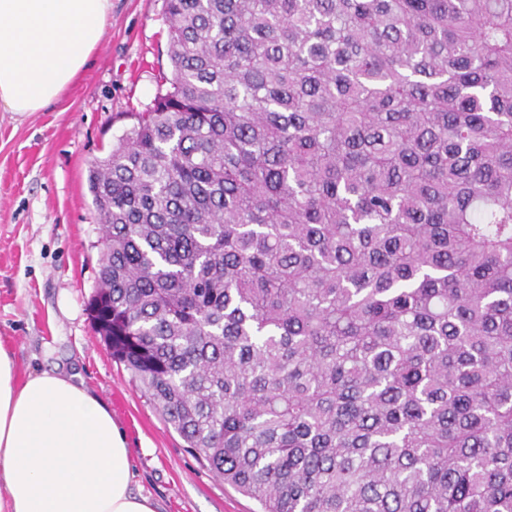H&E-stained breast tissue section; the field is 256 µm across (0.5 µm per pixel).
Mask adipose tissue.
Masks as SVG:
<instances>
[{"instance_id":"1","label":"adipose tissue","mask_w":512,"mask_h":512,"mask_svg":"<svg viewBox=\"0 0 512 512\" xmlns=\"http://www.w3.org/2000/svg\"><path fill=\"white\" fill-rule=\"evenodd\" d=\"M112 0H0V111L60 97L103 41ZM124 432L75 376L18 380L0 345V512H155Z\"/></svg>"}]
</instances>
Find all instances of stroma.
Here are the masks:
<instances>
[{
  "mask_svg": "<svg viewBox=\"0 0 512 512\" xmlns=\"http://www.w3.org/2000/svg\"><path fill=\"white\" fill-rule=\"evenodd\" d=\"M164 0H112L107 34L59 100L0 112V344L19 377L79 374L111 408L156 512H260L200 464L116 362L89 301L104 249L88 169L167 89Z\"/></svg>",
  "mask_w": 512,
  "mask_h": 512,
  "instance_id": "1",
  "label": "stroma"
}]
</instances>
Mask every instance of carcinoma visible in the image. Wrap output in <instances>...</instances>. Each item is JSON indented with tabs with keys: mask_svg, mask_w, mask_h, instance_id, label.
<instances>
[{
	"mask_svg": "<svg viewBox=\"0 0 512 512\" xmlns=\"http://www.w3.org/2000/svg\"><path fill=\"white\" fill-rule=\"evenodd\" d=\"M89 303L263 512H512V0H165Z\"/></svg>",
	"mask_w": 512,
	"mask_h": 512,
	"instance_id": "carcinoma-1",
	"label": "carcinoma"
}]
</instances>
